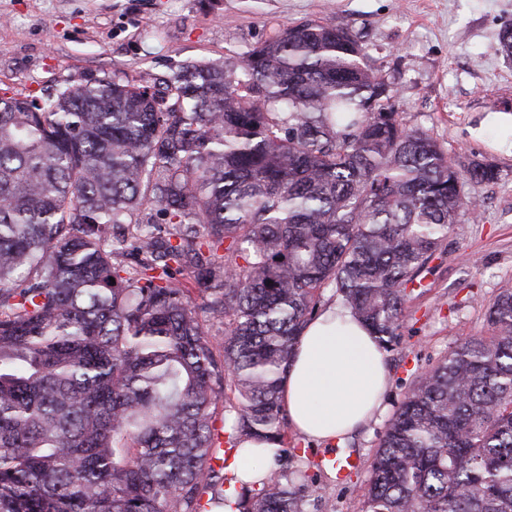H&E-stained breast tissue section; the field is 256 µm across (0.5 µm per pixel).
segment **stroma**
<instances>
[{
	"label": "stroma",
	"mask_w": 512,
	"mask_h": 512,
	"mask_svg": "<svg viewBox=\"0 0 512 512\" xmlns=\"http://www.w3.org/2000/svg\"><path fill=\"white\" fill-rule=\"evenodd\" d=\"M314 19L358 36L408 128L452 159L499 170L492 182L467 185L480 212L449 229L384 355L385 414L340 446L361 467L341 481L316 476L325 497L317 512H360L389 413L462 337L488 334L490 300L512 287V135L486 123L512 113V61L496 51L512 0H0V90L38 95L106 73L157 85L185 62L240 54Z\"/></svg>",
	"instance_id": "35a3bbf8"
}]
</instances>
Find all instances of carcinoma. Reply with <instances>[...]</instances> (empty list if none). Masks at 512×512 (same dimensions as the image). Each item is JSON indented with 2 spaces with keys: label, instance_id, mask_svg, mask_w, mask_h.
<instances>
[{
  "label": "carcinoma",
  "instance_id": "1",
  "mask_svg": "<svg viewBox=\"0 0 512 512\" xmlns=\"http://www.w3.org/2000/svg\"><path fill=\"white\" fill-rule=\"evenodd\" d=\"M367 59L305 21L161 90L114 74L0 95V512H224L214 462L257 467L252 440L279 445L283 480L241 488L237 512L322 497L280 404L321 292L390 351L479 211L464 186L498 178L405 127ZM486 318L389 419L362 512H512V288Z\"/></svg>",
  "mask_w": 512,
  "mask_h": 512
}]
</instances>
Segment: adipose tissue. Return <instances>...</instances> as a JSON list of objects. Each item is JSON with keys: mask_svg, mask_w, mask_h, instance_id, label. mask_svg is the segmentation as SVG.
<instances>
[{"mask_svg": "<svg viewBox=\"0 0 512 512\" xmlns=\"http://www.w3.org/2000/svg\"><path fill=\"white\" fill-rule=\"evenodd\" d=\"M387 371L370 330L333 304L304 327L282 381L288 423L315 443L343 440L383 405Z\"/></svg>", "mask_w": 512, "mask_h": 512, "instance_id": "1", "label": "adipose tissue"}]
</instances>
